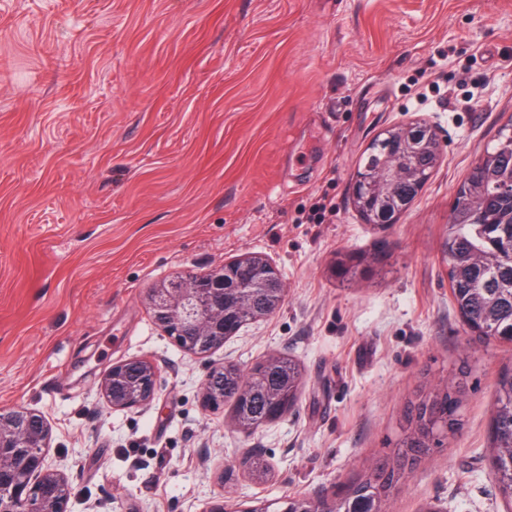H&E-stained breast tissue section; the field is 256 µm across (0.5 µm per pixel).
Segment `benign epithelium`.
<instances>
[{
  "mask_svg": "<svg viewBox=\"0 0 512 512\" xmlns=\"http://www.w3.org/2000/svg\"><path fill=\"white\" fill-rule=\"evenodd\" d=\"M396 172L383 177H355L353 197L372 198L385 193ZM238 261H230L205 275L181 280V286L152 288L147 303L156 323L173 322L168 332L175 336H233L237 329L224 321V288L237 279ZM137 363L147 369L148 379L133 398H121L115 392L120 370ZM158 367L146 359L113 365L102 377L100 392L117 410L138 407L151 402L155 395ZM50 428L46 419L24 409L0 410V512H30L33 490L26 477L36 475L43 480L39 512H68L67 480L49 466L46 448Z\"/></svg>",
  "mask_w": 512,
  "mask_h": 512,
  "instance_id": "obj_1",
  "label": "benign epithelium"
}]
</instances>
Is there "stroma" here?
I'll return each instance as SVG.
<instances>
[{
    "label": "stroma",
    "instance_id": "obj_1",
    "mask_svg": "<svg viewBox=\"0 0 512 512\" xmlns=\"http://www.w3.org/2000/svg\"><path fill=\"white\" fill-rule=\"evenodd\" d=\"M419 120L440 166L396 223H363L361 156ZM510 123L512 0H0V409L47 419L68 512L332 495L463 361L462 427L392 512H512L487 460L512 343L464 326L441 258L458 184ZM355 249L381 262L341 285L329 263ZM249 253L279 270L283 308L185 352L148 289ZM272 353L305 370L293 412L246 434L202 409L211 366ZM139 358L153 401L112 409L101 377Z\"/></svg>",
    "mask_w": 512,
    "mask_h": 512
}]
</instances>
